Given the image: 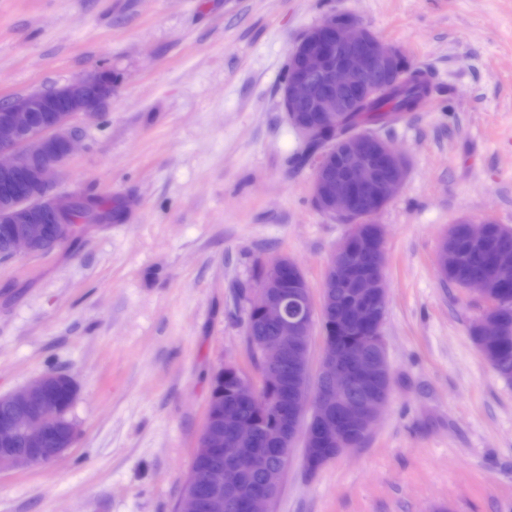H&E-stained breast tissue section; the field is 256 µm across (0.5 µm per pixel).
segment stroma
<instances>
[{"instance_id":"35a3bbf8","label":"stroma","mask_w":512,"mask_h":512,"mask_svg":"<svg viewBox=\"0 0 512 512\" xmlns=\"http://www.w3.org/2000/svg\"><path fill=\"white\" fill-rule=\"evenodd\" d=\"M347 12L438 86L389 138L403 188L377 216L390 402L366 443L269 512H512V383L471 341L484 310L441 277L461 217L512 228V0H0V101L110 69L112 99L55 184L119 202L109 224L0 260V392L77 386L73 448L0 474V512H176L210 377L254 373L258 263L288 256L320 299L349 227L313 203L280 87L294 43Z\"/></svg>"}]
</instances>
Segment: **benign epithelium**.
I'll use <instances>...</instances> for the list:
<instances>
[{
	"instance_id": "1",
	"label": "benign epithelium",
	"mask_w": 512,
	"mask_h": 512,
	"mask_svg": "<svg viewBox=\"0 0 512 512\" xmlns=\"http://www.w3.org/2000/svg\"><path fill=\"white\" fill-rule=\"evenodd\" d=\"M288 76L281 87V100L287 121L306 139L325 132L342 114L353 112L359 104L378 95L400 80L405 64L401 51L370 31L357 18L336 17L331 13L310 28L292 47L288 57ZM112 71L96 69L76 80L58 85L50 94L31 93L9 99L0 107V208L12 224L11 255L34 254L46 235L42 217L49 212L56 220L57 241L73 237L78 225L72 223L77 199L62 203L52 189L61 168L77 143L73 119L98 121L112 99ZM314 112L309 123L301 113ZM406 162L389 143L378 138L354 135L340 148L326 150L317 160L313 173L314 204L335 216H347L369 209L377 214L406 181ZM29 193L22 196L17 185ZM288 261L263 264L258 284L259 301L265 318L277 324L278 335L256 342L262 365L257 378L238 366H224V373L236 376L237 394L245 399L256 396L263 385H280L279 363L284 351L292 352L296 363L306 359L315 306L305 288L294 292L306 313L290 318L285 313L282 273ZM326 275L355 289L361 301L351 311L359 326L379 325L383 314L372 306L374 297L384 298L383 274L355 273L344 264L329 263ZM319 376L325 384L324 396L316 401L293 388L289 402L277 401L275 408L283 418L282 434L290 437L293 423L309 414L302 430L303 466L310 474L327 465L347 450L346 430L370 432L388 403L382 380L390 367L385 347L371 360L347 364L336 351L333 340L324 339ZM64 385L75 398L72 379L62 373L47 372L20 390L1 394L0 401L15 410L11 418L0 421V472L50 462L66 453L79 435L76 422H64L65 410L54 397V389ZM207 415L214 423L200 435L178 512H227L244 485L246 473L236 461L252 453L250 448H235L224 453V466L212 467L208 460L225 447L224 428L232 427L243 442L249 424L235 407L209 401ZM25 436L30 452L17 454L8 447L12 438ZM285 469L266 474L265 487L243 501L246 512H268Z\"/></svg>"
}]
</instances>
